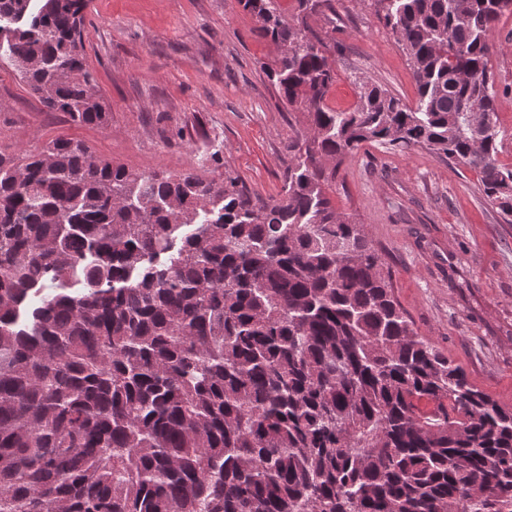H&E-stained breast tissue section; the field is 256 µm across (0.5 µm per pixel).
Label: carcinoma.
I'll use <instances>...</instances> for the list:
<instances>
[{
    "mask_svg": "<svg viewBox=\"0 0 512 512\" xmlns=\"http://www.w3.org/2000/svg\"><path fill=\"white\" fill-rule=\"evenodd\" d=\"M89 2L0 0V52L100 126ZM372 2L417 98L362 79L337 112L332 0H237L304 118L276 197L67 138L0 153V512H512V408L417 333L331 197L364 145L418 146L512 217L489 68L512 0Z\"/></svg>",
    "mask_w": 512,
    "mask_h": 512,
    "instance_id": "1",
    "label": "carcinoma"
}]
</instances>
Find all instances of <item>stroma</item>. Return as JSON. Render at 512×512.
Returning a JSON list of instances; mask_svg holds the SVG:
<instances>
[{"instance_id": "1", "label": "stroma", "mask_w": 512, "mask_h": 512, "mask_svg": "<svg viewBox=\"0 0 512 512\" xmlns=\"http://www.w3.org/2000/svg\"><path fill=\"white\" fill-rule=\"evenodd\" d=\"M336 81L327 103L351 110L357 77L416 98L406 54L371 0H333ZM490 68L500 91L501 163H512V13L498 21ZM276 57L237 0H91L85 65L108 124L47 111L0 56V152L65 137L137 171L231 170L262 196L281 190L302 116L267 75ZM331 196L382 250L394 295L418 333L470 381L512 407V224L483 199L478 174L420 148L368 144L345 158Z\"/></svg>"}]
</instances>
